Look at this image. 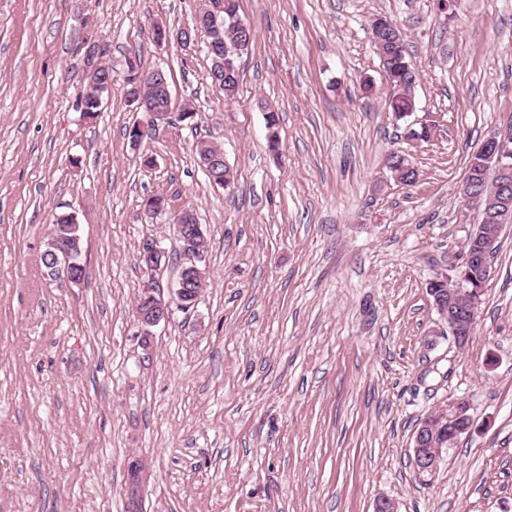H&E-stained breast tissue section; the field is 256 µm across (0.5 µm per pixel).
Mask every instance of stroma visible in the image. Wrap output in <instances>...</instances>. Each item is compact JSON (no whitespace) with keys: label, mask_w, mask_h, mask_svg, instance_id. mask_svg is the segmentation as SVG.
I'll list each match as a JSON object with an SVG mask.
<instances>
[{"label":"stroma","mask_w":512,"mask_h":512,"mask_svg":"<svg viewBox=\"0 0 512 512\" xmlns=\"http://www.w3.org/2000/svg\"><path fill=\"white\" fill-rule=\"evenodd\" d=\"M202 5L0 0V512H512V227L466 347L427 292L480 222L459 193L472 154L512 133V0H239L255 39L231 101L204 31L187 49L151 38ZM382 16L418 73L406 121L372 43ZM88 38L114 77L91 121ZM131 58L170 73L166 122L127 97ZM200 141L223 148L230 188L210 184ZM392 152L414 184L391 178ZM152 195L195 209L207 278L147 341L137 299L150 284L170 298L184 260ZM65 212L76 284L41 261ZM457 399L473 425L420 475L414 432Z\"/></svg>","instance_id":"obj_1"}]
</instances>
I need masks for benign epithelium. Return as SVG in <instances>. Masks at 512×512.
<instances>
[{"label": "benign epithelium", "instance_id": "1", "mask_svg": "<svg viewBox=\"0 0 512 512\" xmlns=\"http://www.w3.org/2000/svg\"><path fill=\"white\" fill-rule=\"evenodd\" d=\"M152 39L157 44L176 43L189 46L195 37L189 32L179 29L171 30L168 26L156 23L152 27ZM105 48L103 42L85 43L84 63L86 78L94 86H100L99 59ZM143 84L150 86L151 93L132 97L138 108L151 114L153 118L164 120L168 113L162 111L159 104L161 98H172L171 86L166 78V71L155 68L151 71L139 73L134 87ZM202 166L206 172L217 171L225 163L224 153L210 151L206 147L200 148ZM483 165L493 168L502 176L498 186L487 196L478 194L471 183L464 182L460 187V195L465 205H485L492 221L487 230H477L474 236L476 251L470 258L478 262L491 254L495 248L504 225L498 223V213L512 207V137L509 135L489 137L482 145ZM193 212L181 209L173 214L172 226L179 239L186 246V261L182 264L175 287L172 288V301L182 309H188L198 301L201 288L205 281V272L199 267L202 261L199 250V239L203 238L202 225L192 223ZM81 252L80 236L75 234L63 239L54 238L47 242V248L42 253L44 266L52 272H62L70 281H79L73 274L76 266L75 258ZM483 280L471 282L466 276H448L439 274V282L445 284L447 295L438 296L434 300L436 312L447 327L458 347L466 346L476 330V313L481 304V294L491 277L489 265L482 264ZM170 305L156 298L150 291H145L137 305L138 322L141 324L144 335H149V328L158 325L169 318ZM471 407L468 401L458 399L448 404V410L442 413L443 419L427 416L414 438V462L421 474H433L439 463L443 460L448 449L444 448L445 441L437 437L442 421L454 422L458 429L454 434L468 430L472 424Z\"/></svg>", "mask_w": 512, "mask_h": 512}]
</instances>
